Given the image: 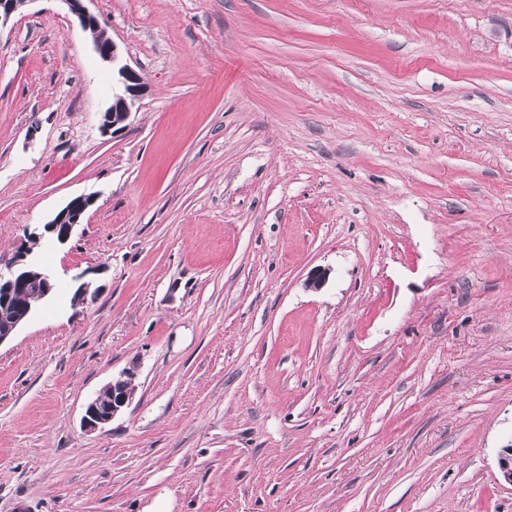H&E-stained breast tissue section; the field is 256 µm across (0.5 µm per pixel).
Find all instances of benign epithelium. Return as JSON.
Instances as JSON below:
<instances>
[{"mask_svg": "<svg viewBox=\"0 0 512 512\" xmlns=\"http://www.w3.org/2000/svg\"><path fill=\"white\" fill-rule=\"evenodd\" d=\"M75 17L79 26L89 28L101 25L98 16L90 13L83 5L84 0H61ZM94 48L102 61L112 65L116 87L112 89V103L101 113L100 127L103 131H117L130 117L132 109L139 102L145 90L141 76L129 65L122 62L117 45L109 41H96ZM93 203L91 196L72 198L51 220L38 224L28 233V238L49 237L59 244L67 243L76 228L83 224L84 216ZM30 252L28 246L19 248L7 273L0 272V305L15 311L7 323L0 326V345L15 336L18 328L32 315L33 308L24 301V288L35 273L29 270ZM134 378V372L121 373L106 389L112 392V402L101 405V394H96L85 406L82 424L85 430L103 428L128 406L132 392L125 387L126 380ZM498 467L505 481L512 484V440L504 445L498 455Z\"/></svg>", "mask_w": 512, "mask_h": 512, "instance_id": "benign-epithelium-1", "label": "benign epithelium"}]
</instances>
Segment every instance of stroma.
Returning a JSON list of instances; mask_svg holds the SVG:
<instances>
[{
    "label": "stroma",
    "instance_id": "stroma-1",
    "mask_svg": "<svg viewBox=\"0 0 512 512\" xmlns=\"http://www.w3.org/2000/svg\"><path fill=\"white\" fill-rule=\"evenodd\" d=\"M87 7L113 134L61 0L0 28V269L94 198L0 345V512H512V0ZM87 0H61L69 12L75 17L81 28L100 26L98 16L90 13L82 2ZM93 37L94 48L102 61L112 65V75H115L116 87H112V103L101 113L100 127L103 132L117 131L130 117L132 109L139 102L145 90L141 76L129 65L122 63V58L117 45L113 40H108L103 26L89 29ZM92 203L91 196L80 195L72 198L51 220L45 224L36 225L31 232H28V238L33 240L48 236L58 244L67 243L76 228L83 224L85 213ZM126 379H134V372H122L105 386L108 391H112V402L109 405H101L102 393L100 391L87 403L82 418V424L86 431L103 428L128 406L132 392L124 387Z\"/></svg>",
    "mask_w": 512,
    "mask_h": 512
}]
</instances>
